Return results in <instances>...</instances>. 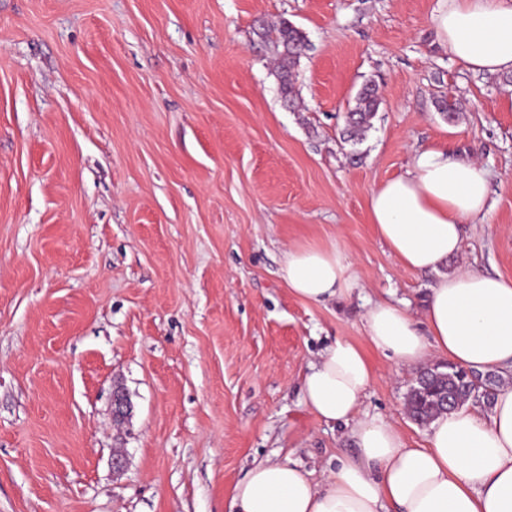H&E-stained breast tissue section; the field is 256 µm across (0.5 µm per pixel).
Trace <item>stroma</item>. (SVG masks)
I'll use <instances>...</instances> for the list:
<instances>
[{"mask_svg": "<svg viewBox=\"0 0 512 512\" xmlns=\"http://www.w3.org/2000/svg\"><path fill=\"white\" fill-rule=\"evenodd\" d=\"M437 6L0 0V512H224L253 461L287 455L323 478L353 444L301 380L338 337L372 366L362 413L425 445L405 411L418 371L368 347L364 316L420 312L437 274L390 255L370 192L415 148L482 162L492 209L442 271L512 278V73L452 59ZM284 20L309 40L292 104ZM370 82L373 126L343 141ZM333 242L358 289L295 296L284 252Z\"/></svg>", "mask_w": 512, "mask_h": 512, "instance_id": "35a3bbf8", "label": "stroma"}]
</instances>
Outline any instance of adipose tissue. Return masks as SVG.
I'll return each instance as SVG.
<instances>
[{
	"label": "adipose tissue",
	"instance_id": "1",
	"mask_svg": "<svg viewBox=\"0 0 512 512\" xmlns=\"http://www.w3.org/2000/svg\"><path fill=\"white\" fill-rule=\"evenodd\" d=\"M431 24L439 42L477 73L512 72V0H441ZM490 172L444 145L416 149L404 174L368 197L370 221L398 263L434 271L463 244V226L491 210ZM291 291L313 304L359 287L354 262L336 245H299L284 254ZM368 345L335 339L302 379L306 407L349 427L356 451L315 480L291 457L254 464L225 512H512V385L489 409L467 405L430 423L427 444L411 448L390 423L361 415L372 378L366 348L399 366L430 357L512 376V279L461 269L430 288L420 315L391 303L366 314Z\"/></svg>",
	"mask_w": 512,
	"mask_h": 512
}]
</instances>
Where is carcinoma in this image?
<instances>
[{
	"instance_id": "1",
	"label": "carcinoma",
	"mask_w": 512,
	"mask_h": 512,
	"mask_svg": "<svg viewBox=\"0 0 512 512\" xmlns=\"http://www.w3.org/2000/svg\"><path fill=\"white\" fill-rule=\"evenodd\" d=\"M278 50V77L280 92L285 101L294 102L292 74L301 57L308 49L306 35L287 21L281 22L276 35ZM379 99L375 89L365 86L356 98V104L348 112L342 139L356 142L363 139L372 128V120L379 109ZM500 376L472 372V376L451 366L445 370L437 367L425 368L419 372L415 384L410 389L406 406L408 413L418 422L426 423L443 412H448L460 404L476 398L488 405L491 399L484 396L485 386L498 388Z\"/></svg>"
}]
</instances>
